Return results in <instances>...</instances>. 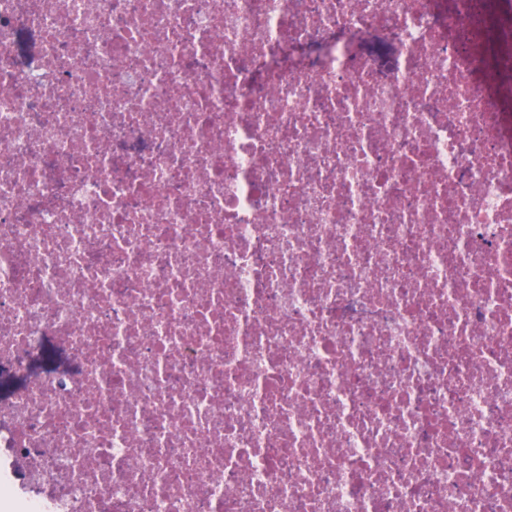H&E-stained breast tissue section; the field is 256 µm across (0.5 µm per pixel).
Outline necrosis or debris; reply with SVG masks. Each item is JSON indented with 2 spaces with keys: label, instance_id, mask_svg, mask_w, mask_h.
<instances>
[{
  "label": "necrosis or debris",
  "instance_id": "necrosis-or-debris-1",
  "mask_svg": "<svg viewBox=\"0 0 512 512\" xmlns=\"http://www.w3.org/2000/svg\"><path fill=\"white\" fill-rule=\"evenodd\" d=\"M1 366L0 512H512V0H0ZM32 366L44 373L60 372L70 368L65 353L52 342H47L44 352L33 360Z\"/></svg>",
  "mask_w": 512,
  "mask_h": 512
}]
</instances>
